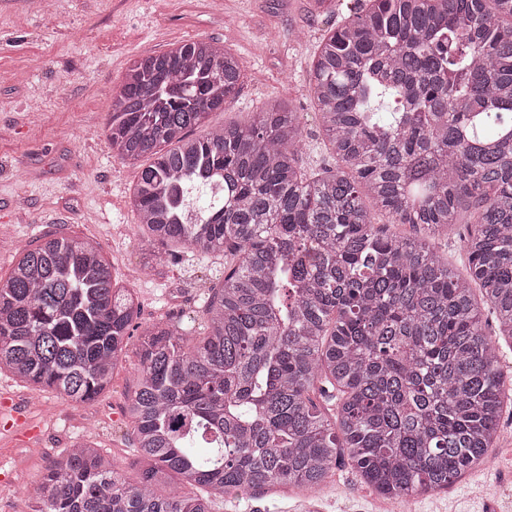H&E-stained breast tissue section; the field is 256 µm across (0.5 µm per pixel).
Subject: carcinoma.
Listing matches in <instances>:
<instances>
[{
	"instance_id": "1",
	"label": "carcinoma",
	"mask_w": 512,
	"mask_h": 512,
	"mask_svg": "<svg viewBox=\"0 0 512 512\" xmlns=\"http://www.w3.org/2000/svg\"><path fill=\"white\" fill-rule=\"evenodd\" d=\"M241 77L201 39L135 61L112 98V153L147 159L129 196L141 250L224 254L200 317L140 323L135 292L78 237L44 238L0 283V371L34 390L98 399L139 332L138 480L77 440L34 512H215L226 495L315 494L345 460L411 500L497 440L512 380L479 303L512 338V0H358L310 66L336 161L318 172L281 103L189 136ZM463 214L466 276L437 248Z\"/></svg>"
}]
</instances>
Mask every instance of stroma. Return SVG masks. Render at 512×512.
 I'll use <instances>...</instances> for the list:
<instances>
[{
  "mask_svg": "<svg viewBox=\"0 0 512 512\" xmlns=\"http://www.w3.org/2000/svg\"><path fill=\"white\" fill-rule=\"evenodd\" d=\"M38 2L0 0V239L12 244L0 251V278L17 252L43 237H84L112 264L120 286L137 292L143 322L180 318L197 307V279L224 261L181 257L160 242L162 260L146 274L128 204L138 171L113 156L105 135L115 91L143 55L191 39L224 45L240 60L242 78L207 127L247 123L265 101L289 103L304 116V166L320 169L332 158L313 120L309 69L321 36L348 11L319 15L310 0H52L49 12ZM135 350L128 345L109 392L87 403L0 373V392L13 394L36 430L0 433V470L11 476L0 483V512H33L35 488L77 439L96 443L136 477L124 416ZM493 451L495 474L469 472L448 491L410 504L381 497L341 464L316 503L273 489L226 497L221 512H490L482 494L488 481L512 496L511 418H502Z\"/></svg>",
  "mask_w": 512,
  "mask_h": 512,
  "instance_id": "35a3bbf8",
  "label": "stroma"
}]
</instances>
